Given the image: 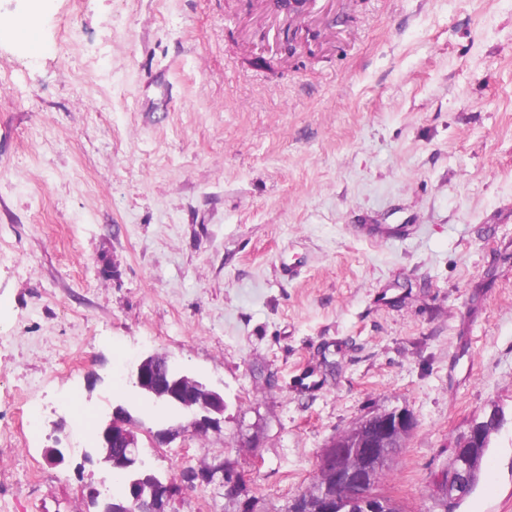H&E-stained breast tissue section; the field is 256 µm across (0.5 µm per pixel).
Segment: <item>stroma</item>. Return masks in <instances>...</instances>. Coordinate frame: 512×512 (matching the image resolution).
<instances>
[{"instance_id": "obj_1", "label": "stroma", "mask_w": 512, "mask_h": 512, "mask_svg": "<svg viewBox=\"0 0 512 512\" xmlns=\"http://www.w3.org/2000/svg\"><path fill=\"white\" fill-rule=\"evenodd\" d=\"M318 6L312 64L251 0H0V512L114 485L78 425L161 423L128 378L154 352L224 394L220 432L140 443L170 512H287L392 409L416 427L381 487L442 512L495 407L453 510L512 512V0ZM487 440V433L481 424H473L466 433H464L459 441L458 447L455 448V457L452 472L448 479V498L458 499V494L462 491L463 486L468 481L472 472L478 465V456L475 448L481 446ZM489 439L483 449L482 458L488 448ZM481 458V460H482Z\"/></svg>"}]
</instances>
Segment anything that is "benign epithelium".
I'll list each match as a JSON object with an SVG mask.
<instances>
[{
	"label": "benign epithelium",
	"instance_id": "7a95c632",
	"mask_svg": "<svg viewBox=\"0 0 512 512\" xmlns=\"http://www.w3.org/2000/svg\"><path fill=\"white\" fill-rule=\"evenodd\" d=\"M275 39L282 40L288 56L299 48L307 52L316 45V41L306 40V31L288 21L277 29ZM129 380L138 393L152 401L179 405L183 420L145 430L124 405L113 407L110 417L100 422L93 448L109 470L134 471L141 459L139 434L144 431L152 444L161 448L178 438L221 430L223 395L181 374L168 357L145 355L131 369ZM414 426L415 420L409 411L395 409L364 418L361 434L353 440L345 436L336 438V445L325 450L320 463L328 478L344 493L326 499L323 512H387L384 495L372 487V474L383 463L391 445L406 438ZM486 440V431L477 423L462 435L448 479V498H458L478 465L475 449ZM129 493L127 512H169L173 490L160 478L149 484L133 478L129 481Z\"/></svg>",
	"mask_w": 512,
	"mask_h": 512
}]
</instances>
